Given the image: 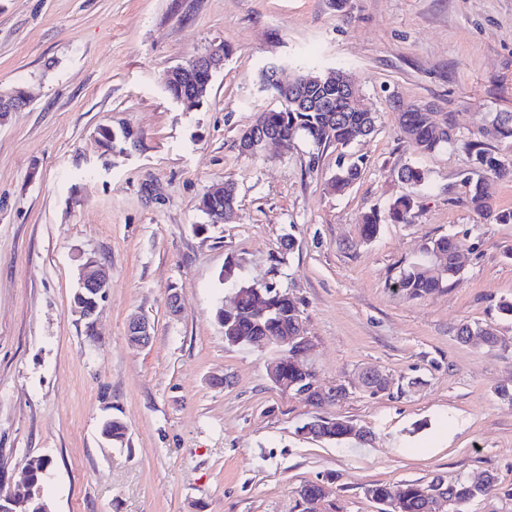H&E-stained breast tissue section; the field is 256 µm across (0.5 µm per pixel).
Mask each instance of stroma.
Instances as JSON below:
<instances>
[{"label":"stroma","instance_id":"35a3bbf8","mask_svg":"<svg viewBox=\"0 0 512 512\" xmlns=\"http://www.w3.org/2000/svg\"><path fill=\"white\" fill-rule=\"evenodd\" d=\"M219 43L229 55L209 96L173 100L168 70ZM310 51L351 74L375 132L313 168L302 140L242 155L240 134L275 105L261 68L291 80ZM14 87L31 101L0 115V484L47 457L52 512H303L309 483L328 489L327 512H378L368 484L492 472L497 494L465 512H512V401L500 395L512 391V317L498 310L512 299V224L467 204L475 165L461 144L512 113V0H0V89ZM396 98L448 113L457 143L413 152ZM104 125L133 130L135 146L105 153ZM342 158L363 168L339 194ZM412 164L428 173L412 223L363 241L361 216L407 192L399 172ZM225 180L237 217L211 227L198 203ZM443 235L463 255L447 288L395 290ZM230 256L298 302L317 379L346 385L345 398L315 406L270 380L273 348L225 344L215 312L231 297L218 280ZM90 257L112 271L91 327L71 311ZM134 314L154 327L149 346L127 340ZM466 322L496 326L508 346L460 342ZM369 368L385 391L361 385ZM113 416L125 447L101 435ZM323 416L368 435L301 433Z\"/></svg>","mask_w":512,"mask_h":512}]
</instances>
